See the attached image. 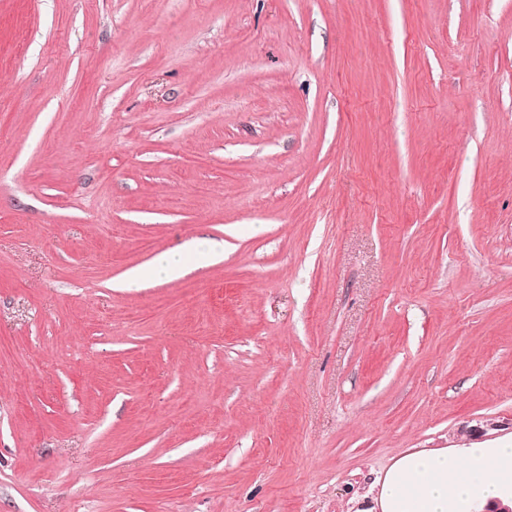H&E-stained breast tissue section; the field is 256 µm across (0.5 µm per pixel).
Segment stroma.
<instances>
[{
	"label": "stroma",
	"instance_id": "obj_1",
	"mask_svg": "<svg viewBox=\"0 0 512 512\" xmlns=\"http://www.w3.org/2000/svg\"><path fill=\"white\" fill-rule=\"evenodd\" d=\"M465 441L512 443V0H0V512H376ZM223 254V241L203 240L197 244L193 243L186 251L163 253L145 265L130 269L121 280L120 287L133 290L141 288L148 281L177 279L184 274L191 258L198 260L206 256L214 257Z\"/></svg>",
	"mask_w": 512,
	"mask_h": 512
}]
</instances>
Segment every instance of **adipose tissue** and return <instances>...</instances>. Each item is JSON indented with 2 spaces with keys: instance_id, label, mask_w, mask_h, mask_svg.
<instances>
[{
  "instance_id": "obj_1",
  "label": "adipose tissue",
  "mask_w": 512,
  "mask_h": 512,
  "mask_svg": "<svg viewBox=\"0 0 512 512\" xmlns=\"http://www.w3.org/2000/svg\"><path fill=\"white\" fill-rule=\"evenodd\" d=\"M224 244L203 240L189 250L164 253L130 269L121 288L183 275L190 259L220 256ZM382 512H484L493 501H512V445L470 446L459 454L421 451L400 458L380 478Z\"/></svg>"
}]
</instances>
